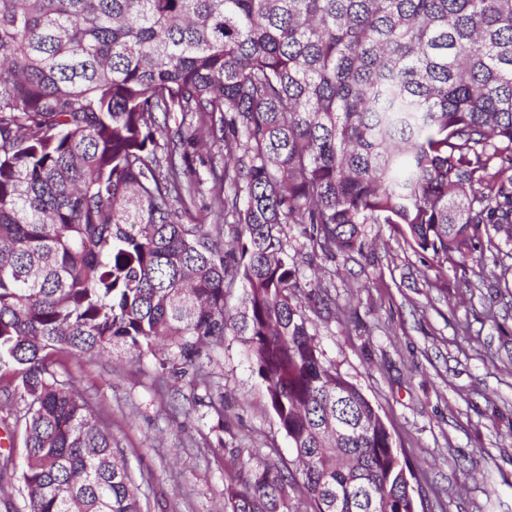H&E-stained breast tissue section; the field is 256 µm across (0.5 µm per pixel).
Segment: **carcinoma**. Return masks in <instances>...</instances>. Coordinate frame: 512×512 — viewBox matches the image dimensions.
Listing matches in <instances>:
<instances>
[{"label": "carcinoma", "instance_id": "cac0c4a2", "mask_svg": "<svg viewBox=\"0 0 512 512\" xmlns=\"http://www.w3.org/2000/svg\"><path fill=\"white\" fill-rule=\"evenodd\" d=\"M292 224L314 257L366 224L438 262L512 238V0H0V491L143 512L59 356L163 344L214 408L232 335L300 478L251 454L224 512H408L391 432L310 333Z\"/></svg>", "mask_w": 512, "mask_h": 512}]
</instances>
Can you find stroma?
Returning <instances> with one entry per match:
<instances>
[{"instance_id":"1","label":"stroma","mask_w":512,"mask_h":512,"mask_svg":"<svg viewBox=\"0 0 512 512\" xmlns=\"http://www.w3.org/2000/svg\"><path fill=\"white\" fill-rule=\"evenodd\" d=\"M364 242L315 258L299 227L288 230L325 361L378 408L417 512H512V241L442 265L388 224L365 225ZM167 355L159 347L63 362L108 424L144 512H221L236 457L288 466V440L237 338L212 355L224 388L219 437L206 406L160 386Z\"/></svg>"}]
</instances>
